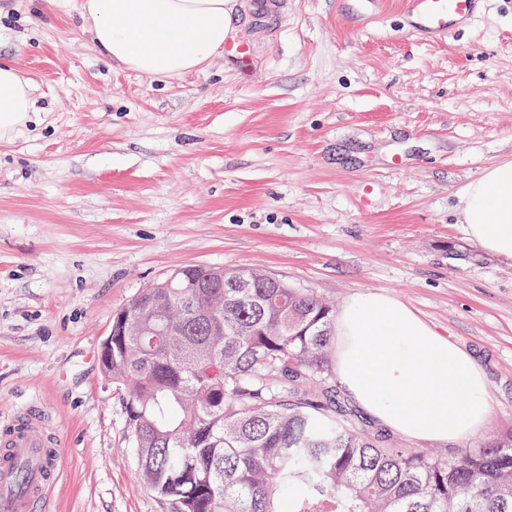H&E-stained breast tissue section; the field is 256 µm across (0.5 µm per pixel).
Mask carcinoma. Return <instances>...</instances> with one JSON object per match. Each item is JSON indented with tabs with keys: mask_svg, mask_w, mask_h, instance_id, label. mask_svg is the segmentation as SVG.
Returning <instances> with one entry per match:
<instances>
[{
	"mask_svg": "<svg viewBox=\"0 0 512 512\" xmlns=\"http://www.w3.org/2000/svg\"><path fill=\"white\" fill-rule=\"evenodd\" d=\"M330 305L259 268L187 265L112 315L139 478L171 512H512V433L450 460L356 429Z\"/></svg>",
	"mask_w": 512,
	"mask_h": 512,
	"instance_id": "obj_1",
	"label": "carcinoma"
}]
</instances>
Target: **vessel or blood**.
Segmentation results:
<instances>
[{
    "instance_id": "1",
    "label": "vessel or blood",
    "mask_w": 512,
    "mask_h": 512,
    "mask_svg": "<svg viewBox=\"0 0 512 512\" xmlns=\"http://www.w3.org/2000/svg\"><path fill=\"white\" fill-rule=\"evenodd\" d=\"M343 14L383 16L384 0H338ZM485 0H405L406 27L428 41L470 25ZM62 450L45 409L33 406L0 421V512H34L54 488Z\"/></svg>"
}]
</instances>
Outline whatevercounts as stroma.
I'll use <instances>...</instances> for the list:
<instances>
[{
	"mask_svg": "<svg viewBox=\"0 0 512 512\" xmlns=\"http://www.w3.org/2000/svg\"><path fill=\"white\" fill-rule=\"evenodd\" d=\"M82 3L0 0V63L36 106L0 139V416L53 415L61 474L38 512H167L88 355L184 265L260 267L336 308L402 300L489 381L487 423L448 454L512 430V260L460 216L463 189L512 162V0L436 43L401 31L404 0L363 28L337 0H278L262 26L234 0L248 70L220 55L161 81L105 60Z\"/></svg>",
	"mask_w": 512,
	"mask_h": 512,
	"instance_id": "stroma-1",
	"label": "stroma"
}]
</instances>
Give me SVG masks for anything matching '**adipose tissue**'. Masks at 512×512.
I'll return each instance as SVG.
<instances>
[{"label":"adipose tissue","mask_w":512,"mask_h":512,"mask_svg":"<svg viewBox=\"0 0 512 512\" xmlns=\"http://www.w3.org/2000/svg\"><path fill=\"white\" fill-rule=\"evenodd\" d=\"M229 0H83L98 50L149 78L205 67L224 48ZM29 84L0 66V136L28 124ZM461 218L483 250L512 260V162L468 184ZM335 371L350 398L377 424L421 442L452 444L476 434L491 412L485 375L472 354L439 335L399 299L351 296L334 324Z\"/></svg>","instance_id":"obj_1"}]
</instances>
